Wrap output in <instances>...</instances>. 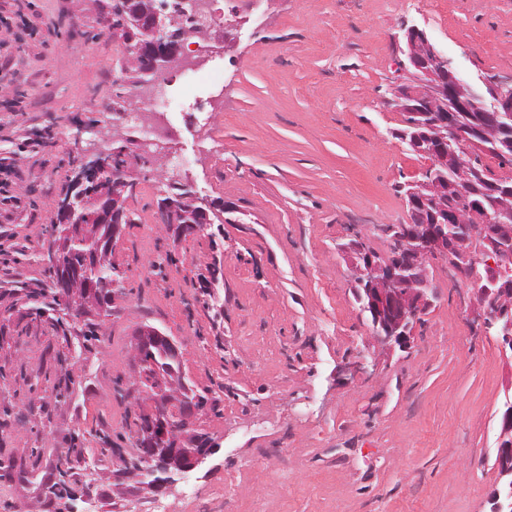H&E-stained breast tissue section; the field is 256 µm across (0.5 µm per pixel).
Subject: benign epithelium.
Here are the masks:
<instances>
[{
	"label": "benign epithelium",
	"mask_w": 512,
	"mask_h": 512,
	"mask_svg": "<svg viewBox=\"0 0 512 512\" xmlns=\"http://www.w3.org/2000/svg\"><path fill=\"white\" fill-rule=\"evenodd\" d=\"M134 2L126 22L141 35L131 48V59L139 82L151 84L157 76H168L188 64L184 43L207 29L198 24L195 0ZM404 37L408 63L400 64L390 87L392 102L407 113L422 103L437 119L429 126L426 147L419 149L429 163L418 179L407 184L410 223L396 225L398 234L389 239L390 249L399 253L397 261L359 248L351 256L354 280L367 285L365 295L359 297L361 309L368 314L372 335L383 348H406L420 315L431 308L436 297L430 260L453 250L457 258L452 267L472 288L469 308L473 320L485 331L496 329L502 351L512 352V194L495 190L487 203L475 200L470 163L475 154L488 152L485 141L512 125V79L487 78L484 92L479 93L457 76L424 31L409 26ZM475 104L480 115L472 124L470 112ZM120 159L112 181L102 185L98 176L104 156L79 157L71 167L69 194L94 211L95 223L86 224L75 217L70 197L56 204L57 232L51 257L58 267V288L63 296L71 293L82 275L80 266L64 262L74 240L100 239L106 244L104 258L109 259L123 237L125 221L130 218L127 200L136 189L132 175L142 153L124 150ZM448 168L457 173L452 182L440 174ZM213 214L215 205L194 196L186 208L172 192L164 194L157 205V222L176 240L194 236L212 224ZM480 267L486 272L484 280L475 276ZM79 310L83 319L105 315V306L89 286L80 298ZM152 345L170 360L181 362L176 337L155 327H139L133 354ZM137 367L136 413L145 447L136 449V457L150 463L161 456L181 477L202 465L212 454V446L201 448L196 438L172 432L167 420L156 415L155 406L163 401L167 416L192 417L197 414L196 399L182 371L155 364L152 371L144 372L140 362ZM495 466L500 476L489 492L491 512H512V401L506 403L499 419ZM126 477L155 494L167 493L177 484L174 478L144 484V477L129 471L116 474L118 480ZM58 494L57 512H78L74 506L77 497L67 484H59Z\"/></svg>",
	"instance_id": "7a95c632"
}]
</instances>
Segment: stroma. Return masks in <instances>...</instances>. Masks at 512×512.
<instances>
[{
	"mask_svg": "<svg viewBox=\"0 0 512 512\" xmlns=\"http://www.w3.org/2000/svg\"><path fill=\"white\" fill-rule=\"evenodd\" d=\"M112 0H0V158L24 173L0 203V279L40 280L70 161L142 131L114 67L123 39L103 28ZM237 40L210 47L195 100L165 115L162 162L136 170L134 218L114 259L125 272L99 340L67 345L24 302L0 298V512H53L59 459L81 512H490L499 415L512 360L475 328L448 261L406 349L381 350L352 291L347 245L385 251L381 228L409 221L395 187L425 157L396 138L384 96L423 29L466 82L512 75V0H223ZM218 204L223 232L176 241L155 219L170 178ZM143 323L181 342V370L209 402L194 420L215 448L172 492L116 486L131 451L132 337ZM77 357V365L61 359ZM68 388L59 400L57 389ZM112 450H103L101 434Z\"/></svg>",
	"mask_w": 512,
	"mask_h": 512,
	"instance_id": "35a3bbf8",
	"label": "stroma"
}]
</instances>
